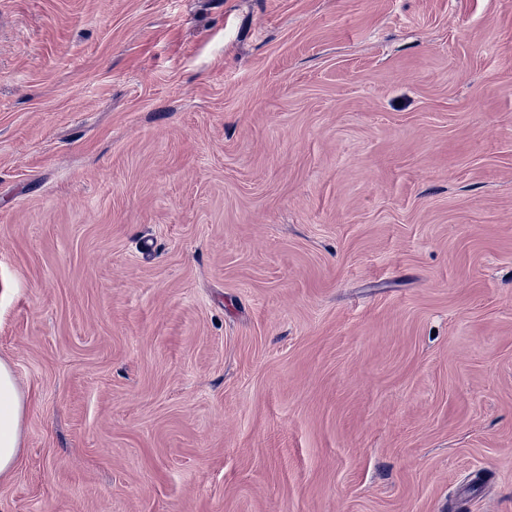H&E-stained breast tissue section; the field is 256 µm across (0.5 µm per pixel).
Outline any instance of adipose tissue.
I'll return each mask as SVG.
<instances>
[{
    "mask_svg": "<svg viewBox=\"0 0 512 512\" xmlns=\"http://www.w3.org/2000/svg\"><path fill=\"white\" fill-rule=\"evenodd\" d=\"M27 406L11 365L0 359V477L12 473L20 461Z\"/></svg>",
    "mask_w": 512,
    "mask_h": 512,
    "instance_id": "1",
    "label": "adipose tissue"
}]
</instances>
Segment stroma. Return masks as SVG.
Instances as JSON below:
<instances>
[{"mask_svg":"<svg viewBox=\"0 0 512 512\" xmlns=\"http://www.w3.org/2000/svg\"><path fill=\"white\" fill-rule=\"evenodd\" d=\"M0 512H512V0H0ZM27 406L11 365L0 359V477L12 473L20 461Z\"/></svg>","mask_w":512,"mask_h":512,"instance_id":"obj_1","label":"stroma"}]
</instances>
